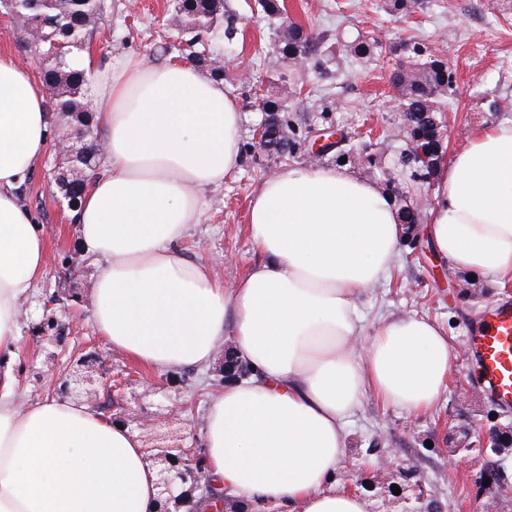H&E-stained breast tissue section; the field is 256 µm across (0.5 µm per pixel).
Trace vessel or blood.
Here are the masks:
<instances>
[{"label": "vessel or blood", "instance_id": "b4317fda", "mask_svg": "<svg viewBox=\"0 0 512 512\" xmlns=\"http://www.w3.org/2000/svg\"><path fill=\"white\" fill-rule=\"evenodd\" d=\"M468 349L486 396L503 410H511L512 303L495 305L471 326Z\"/></svg>", "mask_w": 512, "mask_h": 512}]
</instances>
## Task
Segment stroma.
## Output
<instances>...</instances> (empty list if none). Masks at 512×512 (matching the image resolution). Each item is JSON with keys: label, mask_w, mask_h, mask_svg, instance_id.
<instances>
[{"label": "stroma", "mask_w": 512, "mask_h": 512, "mask_svg": "<svg viewBox=\"0 0 512 512\" xmlns=\"http://www.w3.org/2000/svg\"><path fill=\"white\" fill-rule=\"evenodd\" d=\"M129 3L105 0V22L92 41L100 62L124 53L153 57L155 47L173 32L170 0H143L135 12ZM286 5L291 20L319 32H334L329 42L334 60L326 72L310 68L300 73L279 60L274 35L278 22L263 13L258 0H224L223 22L206 37L210 54L246 61L243 68L223 76L243 116V161L220 187L206 192L201 222L192 228L185 248L191 256L230 255V262L215 267L227 283L260 259L246 224L252 194L265 177L307 164V143L314 132L330 128L349 145L363 147L361 159L349 163V170L380 189H391L397 206L419 199L432 202V180L414 184L410 168L401 163L408 142L397 134L402 119L389 75L406 61V48L418 46L449 59L453 66L455 84L442 114L447 133L443 159H452L476 129L512 120V0H424L420 10L407 16L390 13L387 0H286ZM228 24L236 29L231 41L224 37ZM359 36L378 42L373 56L356 60L346 51V43ZM262 93L286 99L294 109L300 145L293 154L283 157L255 148L253 135L262 119L257 101ZM55 164L54 151H47L19 190L21 202L45 233L49 254L48 272L25 300L20 322V400L26 404L54 396L49 365L66 369L81 351L98 353L116 374L136 368L96 331L91 288L99 262L76 244L72 212L60 203L54 186ZM75 264L81 269L76 276L70 272ZM467 278V273L453 269L447 258L438 255L421 232L413 244L401 246L389 278L359 297L364 335H371L393 315L428 317L446 331L454 357L448 387L427 413L411 416L382 406L373 396L365 397L348 419L350 446L341 462L337 489H344L348 472L371 482L381 461L388 458L394 463L393 484H402L403 471L416 470L427 493L452 502L454 512H512V458L498 463L473 453L454 466L446 457L447 427L479 426L502 414L485 398L465 412L454 403L461 389H482L471 357L458 355L465 346L467 326L488 306L512 302V285L501 287L486 277L475 280L481 298L465 296L459 284ZM179 375L188 378L187 387L169 389L168 394L185 404V421H171L157 396L146 392L145 383L157 382V375L145 374L144 384L126 389L125 401L141 403L155 413L158 435L180 431L184 446L198 448L207 393L218 386L216 368L183 369ZM487 466L498 467L503 490L479 491L478 477Z\"/></svg>", "instance_id": "35a3bbf8"}]
</instances>
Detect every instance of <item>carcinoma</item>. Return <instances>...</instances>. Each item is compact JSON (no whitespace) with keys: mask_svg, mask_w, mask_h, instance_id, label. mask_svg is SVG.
<instances>
[{"mask_svg":"<svg viewBox=\"0 0 512 512\" xmlns=\"http://www.w3.org/2000/svg\"><path fill=\"white\" fill-rule=\"evenodd\" d=\"M0 3L14 15L27 18L28 24L41 32L39 39H27V47L43 63L40 80L50 93L48 109L69 119L70 132L85 135L86 149L62 160L65 170L79 168L88 174L95 171L101 156L92 147L96 136L93 110L89 103L81 100V90L87 84L88 76L83 71L69 68L68 58L88 47L90 35L103 24L102 0H94L89 5L82 0H60L54 7L43 6L38 0H0ZM173 8L183 23L180 32V38L186 39L183 55L207 69L211 76H220L201 50L204 46L202 36L217 20V16L211 14L208 0H173ZM276 36L280 58L299 57L316 67L322 65L326 43L323 33L310 32L293 22L288 30L276 31ZM374 48L375 43L363 37L355 38L348 45L350 54L360 58L372 55ZM391 81L399 91L404 111L417 113L407 126L409 144L426 148L437 133L438 115L444 111L443 101L453 86L448 60L414 46L409 66L394 70ZM263 111L279 114L281 127L288 131V149L280 154L293 153L299 142L295 140L296 128L290 117L292 108L285 100L268 96Z\"/></svg>","mask_w":512,"mask_h":512,"instance_id":"obj_1","label":"carcinoma"}]
</instances>
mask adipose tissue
I'll return each mask as SVG.
<instances>
[{
	"label": "adipose tissue",
	"mask_w": 512,
	"mask_h": 512,
	"mask_svg": "<svg viewBox=\"0 0 512 512\" xmlns=\"http://www.w3.org/2000/svg\"><path fill=\"white\" fill-rule=\"evenodd\" d=\"M72 67L103 132L106 171L74 213L104 264L93 318L113 351L149 372L203 367L224 341L250 370L213 391L203 464L225 497L276 512H368L338 490L346 417L366 394L420 415L447 387L448 338L427 318H387L361 340L358 297L387 275L406 234L394 201L345 168L292 167L248 208L261 262L232 285L181 245L204 192L240 163L231 87L191 62L125 54ZM49 144L43 83L0 51V512H155L158 472L139 435L59 396L18 409L20 303L45 277L47 244L19 197ZM426 234L459 271L512 281V122L436 162Z\"/></svg>",
	"instance_id": "adipose-tissue-1"
}]
</instances>
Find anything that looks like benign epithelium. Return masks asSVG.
Wrapping results in <instances>:
<instances>
[{"mask_svg": "<svg viewBox=\"0 0 512 512\" xmlns=\"http://www.w3.org/2000/svg\"><path fill=\"white\" fill-rule=\"evenodd\" d=\"M220 381L247 376L243 362L233 347L224 345L220 352ZM52 382L59 390L72 397L92 404L100 393L116 394L115 401L122 406V415L118 421H134L144 432L154 430V419L145 407H131L124 403V391L136 383L131 376L114 377L95 352L84 353L74 360L71 369L62 373L52 372ZM448 457L452 460H465L463 453L474 449L482 456H494L506 459L512 456V421H495L478 430L469 427H456L448 432ZM159 499L156 512H196V502L200 497H208L209 512H224L226 499L211 484L200 456L186 450L181 444H172L160 460ZM410 495L402 497L407 504L402 512H454L451 504H443L426 493L421 481L408 484Z\"/></svg>", "mask_w": 512, "mask_h": 512, "instance_id": "1", "label": "benign epithelium"}]
</instances>
